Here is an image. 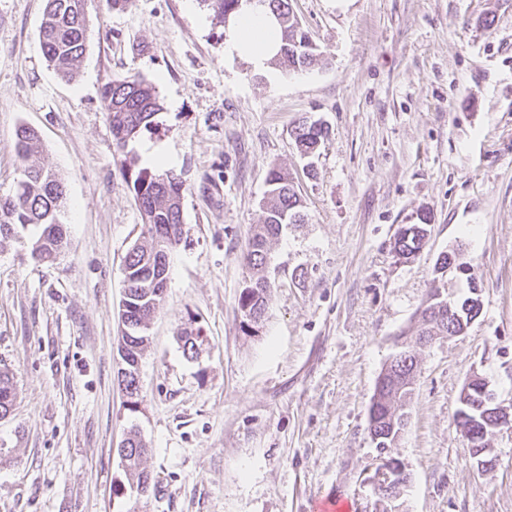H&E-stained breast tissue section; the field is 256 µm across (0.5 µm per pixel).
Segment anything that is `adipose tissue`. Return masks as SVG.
Wrapping results in <instances>:
<instances>
[{"label":"adipose tissue","mask_w":512,"mask_h":512,"mask_svg":"<svg viewBox=\"0 0 512 512\" xmlns=\"http://www.w3.org/2000/svg\"><path fill=\"white\" fill-rule=\"evenodd\" d=\"M224 50L228 55L246 59L257 70H267L270 59L279 50L276 27L264 12L244 13L229 26Z\"/></svg>","instance_id":"adipose-tissue-1"}]
</instances>
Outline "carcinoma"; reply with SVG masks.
Segmentation results:
<instances>
[{
    "instance_id": "1",
    "label": "carcinoma",
    "mask_w": 512,
    "mask_h": 512,
    "mask_svg": "<svg viewBox=\"0 0 512 512\" xmlns=\"http://www.w3.org/2000/svg\"><path fill=\"white\" fill-rule=\"evenodd\" d=\"M213 13L217 24H224L228 16H237L249 9H263L278 15L281 46L273 63L285 73L304 71L319 61L320 53L308 41L306 31L291 13L289 0H200ZM88 19L85 0H46L39 40L49 65L63 79L77 76L80 59L86 50ZM102 103L109 114L116 150L124 153L138 132L150 126L162 110L155 84L143 77L131 76L106 82L102 87ZM328 129L319 122L304 117L293 130L297 148L305 156L314 155L327 138ZM15 151L22 168L20 179L11 194L0 196V238H9L18 230H34L31 257L38 263L56 259L67 244L65 183L50 158L43 154L37 132L25 125L16 131ZM124 179L127 189L138 203L144 223L143 240L131 247L125 259V289L129 334L121 337L125 348L124 374L126 388L139 390L137 368L146 347L143 333L163 301L168 268L158 265L157 258L167 249L173 250L181 241L183 213L181 199L183 182L169 170L163 172L140 167L135 157L125 159ZM266 191L265 217L257 226L245 256L253 271L250 285L238 300L242 313L264 315L270 284L264 275L268 260V245L288 224L305 221L303 202L288 173L273 169L269 172ZM430 235L428 217L419 224L403 225L395 238L393 249L404 259L416 254ZM459 333L462 326L449 328L444 323L419 319V331L430 336H446L449 331ZM16 398L9 372L0 370V419L7 417ZM368 428L387 437L391 444L399 438L401 416L378 411ZM128 453L125 472L130 487L148 492L151 477L142 468L145 447L138 432L127 436Z\"/></svg>"
}]
</instances>
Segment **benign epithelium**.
I'll return each mask as SVG.
<instances>
[{"label":"benign epithelium","mask_w":512,"mask_h":512,"mask_svg":"<svg viewBox=\"0 0 512 512\" xmlns=\"http://www.w3.org/2000/svg\"><path fill=\"white\" fill-rule=\"evenodd\" d=\"M429 303L434 305L438 320L452 321L458 318L459 305L448 300L442 293H435ZM462 399L465 410L455 421L457 430L467 442L472 458L477 460L478 465L491 466L494 459L486 443L487 429L511 423L512 416L503 412L497 405L489 382L480 375L470 377L462 390ZM373 443L377 444L380 450V464L368 483L372 485L376 496V512H392L391 508L385 507V502L394 499L400 486L407 483L408 475L402 463L389 455L388 444H380L376 439Z\"/></svg>","instance_id":"obj_1"}]
</instances>
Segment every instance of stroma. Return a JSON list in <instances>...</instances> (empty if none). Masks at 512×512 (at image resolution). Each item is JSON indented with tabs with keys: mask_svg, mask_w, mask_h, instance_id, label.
I'll list each match as a JSON object with an SVG mask.
<instances>
[{
	"mask_svg": "<svg viewBox=\"0 0 512 512\" xmlns=\"http://www.w3.org/2000/svg\"><path fill=\"white\" fill-rule=\"evenodd\" d=\"M321 53L298 73L224 53L198 0H87L75 81L39 41L44 0H0V195L19 177L20 125L66 186L67 248L35 263L30 233L0 241V368L16 383L0 419V512H374L368 433L378 376L434 289L483 309L468 331L416 347L408 425L392 454L409 479L396 512H512V426L478 467L453 424L476 373L512 412V0H291ZM155 83L162 109L129 146L159 148L184 182L183 236L140 361L141 404L118 387L124 260L142 216L101 102L110 79ZM329 137L303 156L293 129ZM308 220L270 246L262 321L238 306L243 256L272 168ZM428 216L426 245L396 255ZM458 247L470 275L434 272ZM201 328L198 359L179 336ZM137 426L153 478L116 494L117 448ZM327 135L328 129L321 122L308 117L299 120L293 130L295 144L304 156L314 155ZM427 221L428 217L423 216L420 224H406L399 229L393 246L399 257L409 259L425 245L431 231V224H428Z\"/></svg>",
	"mask_w": 512,
	"mask_h": 512,
	"instance_id": "obj_1",
	"label": "stroma"
}]
</instances>
